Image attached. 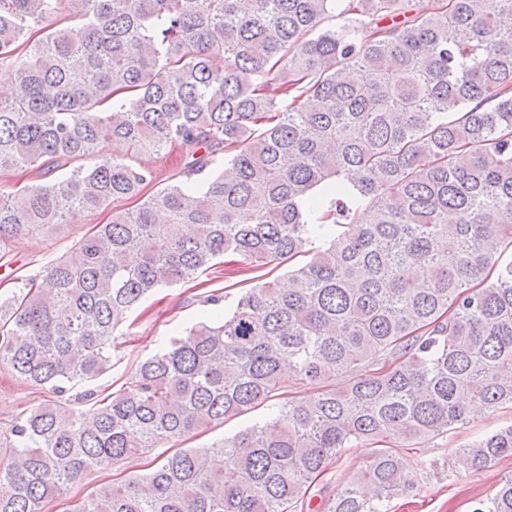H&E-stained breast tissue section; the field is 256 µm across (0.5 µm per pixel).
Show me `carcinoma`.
Instances as JSON below:
<instances>
[{"label":"carcinoma","instance_id":"carcinoma-1","mask_svg":"<svg viewBox=\"0 0 512 512\" xmlns=\"http://www.w3.org/2000/svg\"><path fill=\"white\" fill-rule=\"evenodd\" d=\"M0 63V173L58 174L0 191V252L110 210L0 300V366L55 395L0 430V512L164 445L69 512H302L359 443L383 447L326 512H383L406 443L512 405V0H0ZM170 149L179 179L146 192L132 156ZM226 254L311 259L90 409L59 400L111 367L143 299ZM509 456L512 426L456 452L466 472ZM471 512H512V475ZM270 412L271 409H261L255 414L230 421L226 423L224 427L207 429L203 433L190 435L180 446L184 448H198L202 446H209L213 443H220L224 437H232L240 430L250 426L255 420L262 418Z\"/></svg>","mask_w":512,"mask_h":512}]
</instances>
